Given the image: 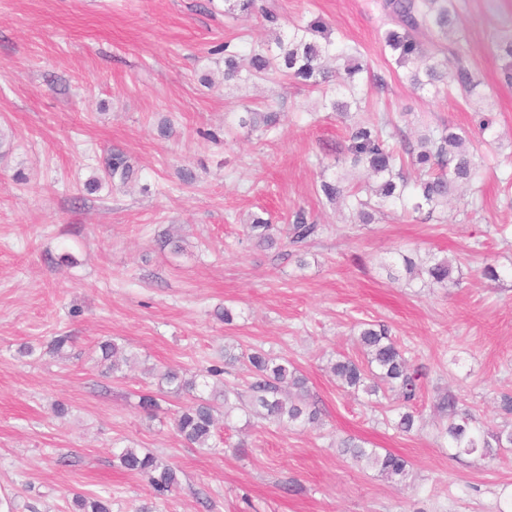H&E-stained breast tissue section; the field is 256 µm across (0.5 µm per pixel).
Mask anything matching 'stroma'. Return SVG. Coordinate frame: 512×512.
<instances>
[{
    "instance_id": "1",
    "label": "stroma",
    "mask_w": 512,
    "mask_h": 512,
    "mask_svg": "<svg viewBox=\"0 0 512 512\" xmlns=\"http://www.w3.org/2000/svg\"><path fill=\"white\" fill-rule=\"evenodd\" d=\"M268 2L281 28L319 17L360 47L355 91L225 81L224 42L245 53L274 32L224 0H0V512H71L77 493L111 498L112 512H496L512 494V450L456 457L435 408L451 392L479 421L512 425L498 411L512 392V86L494 46L512 0H451L481 80L468 100L413 90L380 41L381 0ZM352 96L410 143L493 113L495 140L472 138L474 205L347 222L317 187L349 124L324 102ZM270 106L274 132L225 135L228 113ZM116 154L134 171L122 186L107 175ZM299 210L323 227L301 255L248 239L253 217L280 226ZM427 251L457 259L455 283L410 278L401 255ZM488 264L498 281L483 278ZM364 323L387 325L424 373L410 434L388 424L393 396L346 393L328 369L339 352L362 358ZM59 336L67 345L49 353ZM112 342L135 355L116 372L101 351ZM228 348L287 358L318 422L236 410L214 448L190 447L174 417L193 397L162 374L217 368V383L246 392ZM350 437L405 456L407 479L356 464L340 448ZM129 447L174 466L177 488L159 498L120 469Z\"/></svg>"
}]
</instances>
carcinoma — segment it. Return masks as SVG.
I'll use <instances>...</instances> for the list:
<instances>
[{
	"label": "carcinoma",
	"instance_id": "cac0c4a2",
	"mask_svg": "<svg viewBox=\"0 0 512 512\" xmlns=\"http://www.w3.org/2000/svg\"><path fill=\"white\" fill-rule=\"evenodd\" d=\"M231 2L227 14L232 17L237 12L250 15L258 10L265 22L278 23L274 9L257 5L258 0ZM382 7L391 24L382 37L384 47L392 52L397 65L411 68L414 89L441 85L447 92L456 84L465 96L472 94L479 82L465 65L464 36L460 34L453 42H448V33L454 27L448 0H383ZM229 47L230 44H224L226 80L238 79L243 73L256 78L279 75L314 89L330 83L331 71L322 66L321 60L331 54L347 57L351 52V48L339 47L328 36L326 25L320 19L289 26L278 38L274 51L259 46L247 55H240ZM496 48L510 59L501 77L505 84L512 86V35L501 36ZM279 121L277 112L248 109L240 113L234 123L240 128L266 133ZM392 124L390 117L372 112L348 127L343 161L353 167L367 168L376 179V186H350L340 177L323 178L319 192L325 199L330 203L350 202L363 224L371 223L376 213L402 217L424 213L430 219L435 212L447 208L453 197L463 207L470 206L471 202L465 197L455 196L460 185L470 184L480 177V168L465 147L468 132L457 133L441 124L430 131L419 148L405 144L399 149L391 143L392 135L387 131ZM108 175L124 184L132 177L133 169L123 157L114 155ZM272 230L273 225L260 217L253 218L252 224L248 225L250 236L258 244L269 247L276 243ZM320 230L321 225L308 222L305 213L298 211L293 222L285 228L286 245L298 254ZM402 261L407 271H417L431 288H446L453 280L455 267L446 257L429 254L417 263L404 255ZM358 342L365 350L366 362L340 354L331 365L340 387L370 396L393 393L398 401L393 428L402 434L411 433L415 428L412 408L421 395L422 375L412 368L405 351L388 328L364 323L359 330ZM224 358L230 362L245 361L252 375L250 399H238L245 415L293 426H303L318 419L320 409L316 403L308 401L306 378L288 360L278 362L260 349L241 356L226 352ZM162 378L176 393L209 387L207 375L188 378L169 369ZM460 403V398L451 392L436 403V409L445 421L441 437L447 440L448 447L459 454L477 455L482 459L492 458L504 448H512V430L479 422L469 411L462 409ZM174 423L189 445L212 447L216 419L211 399L195 397L193 403L177 411ZM343 447L356 462L377 470L388 480L403 481L409 474V462L397 453H380L352 439L345 441ZM117 458L120 468L147 476L158 496L171 492L178 485L176 469L150 453L124 448ZM71 509L72 512H112V501L102 496L88 498L76 494L71 500Z\"/></svg>",
	"mask_w": 512,
	"mask_h": 512
}]
</instances>
